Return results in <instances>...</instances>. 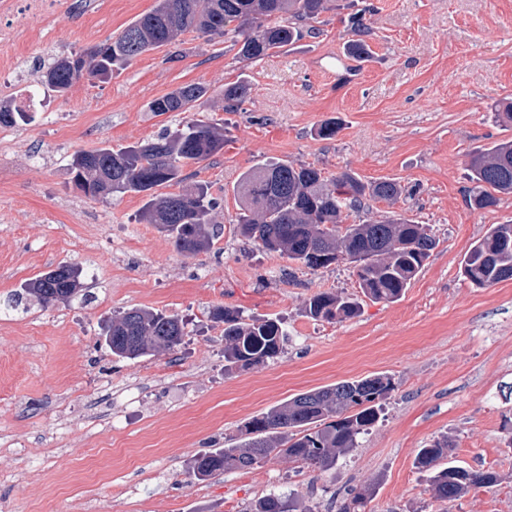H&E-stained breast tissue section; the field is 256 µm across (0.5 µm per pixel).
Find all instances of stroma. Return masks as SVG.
<instances>
[{"label": "stroma", "instance_id": "1", "mask_svg": "<svg viewBox=\"0 0 512 512\" xmlns=\"http://www.w3.org/2000/svg\"><path fill=\"white\" fill-rule=\"evenodd\" d=\"M317 37L244 62L224 36L195 32L146 52L105 82L43 98L30 122L0 140V512H248L275 493L313 512H337L335 494L374 489L365 512H512V280L478 288L460 266L491 225L512 221V197L474 210L470 152L512 139L494 112L512 101V0H369L371 56L352 65L342 5ZM156 0H54L35 27L0 45V106L26 101L59 56L117 37ZM246 76L245 111L224 109V86ZM208 87L200 117L224 128V150L193 167L192 183L221 202L212 247L180 254L137 213L141 196L90 198L74 153L155 138L187 120L153 99ZM336 120L330 139L318 127ZM312 163L331 176L399 181L395 204L370 202L358 220L388 212L424 224L436 246L392 303L362 297L352 264L312 271L259 249L237 231L241 174L266 160ZM81 269L88 299L41 306L7 301L38 274ZM320 292L359 298L343 322L315 320ZM149 308L178 316L175 351L135 360L104 346L113 315ZM218 308L281 319L280 357L225 374ZM390 377L394 389L357 448L322 471L274 457L250 470L189 483L200 454L242 440L250 418L340 381ZM448 438L454 464L500 475L493 488L435 500L414 459Z\"/></svg>", "mask_w": 512, "mask_h": 512}]
</instances>
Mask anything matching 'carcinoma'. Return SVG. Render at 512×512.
Here are the masks:
<instances>
[{"mask_svg": "<svg viewBox=\"0 0 512 512\" xmlns=\"http://www.w3.org/2000/svg\"><path fill=\"white\" fill-rule=\"evenodd\" d=\"M332 0H157L155 7L128 25L114 40L97 45V51L80 52L54 60L42 83L66 93L77 82L106 79L124 69L139 55L174 44L187 31L224 35L238 47L237 58L255 61L286 47L303 35H316L322 13ZM345 22L358 39L349 54L364 57L369 48L367 13L372 5H347ZM250 87L243 78L224 87V111L242 112ZM208 88L188 84L149 103V111L198 112L208 101ZM224 149V130L198 119L164 129L156 138L118 149L107 145L78 152L71 163L72 181L91 198L135 193L143 196L139 221L156 224L174 239L184 256L211 247L216 210L220 207L209 188L196 184L179 193L159 195L156 188L179 185L185 170ZM469 180L473 183L467 204L474 210L497 206L512 195V140L494 142L469 154ZM235 191L243 208L238 217L240 234L258 247L277 253L309 270L327 268L340 261L354 265L361 293L377 302H394L409 288L423 268L436 240L424 225L395 212L381 220L348 224L368 201L397 202L404 188L395 180L363 183L356 174L323 175L315 164L267 160L243 173ZM461 267L478 287L512 279V224H494L472 243ZM76 267L60 264L23 286V292L47 306L79 295L67 279ZM351 297L322 292L308 300L313 319L349 320L359 313ZM214 318L224 322V371L246 372L277 359L283 352L285 333L277 318H254L240 310L219 309ZM185 335L184 323L175 315L132 308L112 317L105 345L118 358L136 359L171 352ZM391 379L374 376L298 394L252 418L245 426L248 440L230 448H216L198 456L187 470L190 480L201 482L217 472L248 470L272 456L313 465L322 471L357 447V439L379 418L381 403L393 391ZM453 446L437 439L418 450L415 468L428 474L432 497L452 502L472 487L492 488L500 476L494 472L461 467L449 461ZM448 465H443V461ZM370 498L368 486L347 490L339 512H362ZM249 512H297L288 497L265 496Z\"/></svg>", "mask_w": 512, "mask_h": 512, "instance_id": "carcinoma-1", "label": "carcinoma"}]
</instances>
